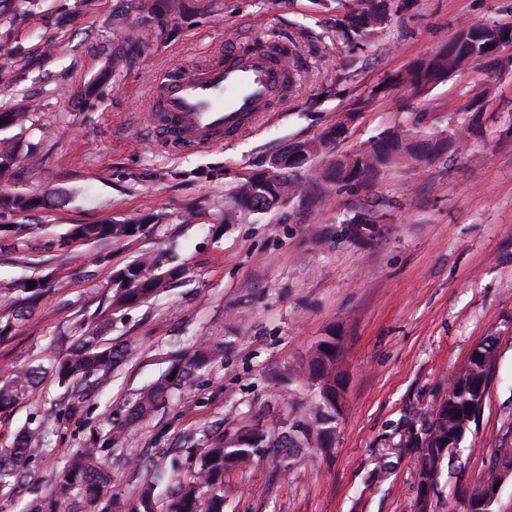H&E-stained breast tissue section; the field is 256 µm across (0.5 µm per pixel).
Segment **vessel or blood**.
Masks as SVG:
<instances>
[{
  "mask_svg": "<svg viewBox=\"0 0 512 512\" xmlns=\"http://www.w3.org/2000/svg\"><path fill=\"white\" fill-rule=\"evenodd\" d=\"M146 122L156 141L177 151H204L247 129L288 98L286 44L255 40L206 61L179 67L152 87Z\"/></svg>",
  "mask_w": 512,
  "mask_h": 512,
  "instance_id": "1",
  "label": "vessel or blood"
}]
</instances>
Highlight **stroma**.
Here are the masks:
<instances>
[{"label":"stroma","mask_w":512,"mask_h":512,"mask_svg":"<svg viewBox=\"0 0 512 512\" xmlns=\"http://www.w3.org/2000/svg\"><path fill=\"white\" fill-rule=\"evenodd\" d=\"M386 3L379 38L324 26L317 0H183L144 14L131 0H0V113L26 112L0 140L34 143L9 191L44 208L0 214V306L18 282L49 281L34 313L0 339V369L49 365L83 330L103 326L121 365L72 414L52 374L0 414V444L21 428L40 452L29 484L0 491V512L48 494L92 436L112 440L100 512H128L148 478L164 504L199 453L257 428L274 439L307 411L314 390L295 367L336 337L344 399L329 452L301 448L290 468L272 448L224 474V512H419L416 452L399 448L414 413L444 395L485 336L498 337L488 398L429 512H460V489L512 453V45L420 91L396 86L414 62L464 25L512 23V0H331L332 14ZM241 38L294 45L303 66L287 105L201 154L154 144L142 121L151 84ZM484 133L424 166L400 164L356 195L317 170L390 128L451 133L472 101ZM347 137L299 171L276 208L225 223L232 192L290 145L347 113ZM375 204L366 241L344 227ZM149 222L150 236L57 241L75 224ZM158 270L186 266L172 287L114 310L107 283L142 254ZM221 358L169 387L152 412L127 414L141 389L202 343Z\"/></svg>","instance_id":"35a3bbf8"}]
</instances>
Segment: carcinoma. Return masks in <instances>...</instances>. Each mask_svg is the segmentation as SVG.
<instances>
[{
	"label": "carcinoma",
	"instance_id": "carcinoma-1",
	"mask_svg": "<svg viewBox=\"0 0 512 512\" xmlns=\"http://www.w3.org/2000/svg\"><path fill=\"white\" fill-rule=\"evenodd\" d=\"M324 23L355 35H375L385 24L384 12L379 8L353 10L344 18L327 16ZM468 42L455 52L443 48L432 56L421 60L418 70L399 77L406 87L424 88L449 74L465 67L472 60L490 55L491 46L500 40L512 43V27L467 25ZM483 126V111L469 105L464 122L454 133L455 145L480 133ZM448 138L442 134L417 135L410 131L389 129L380 133L366 149H358L340 156L333 165L319 170L316 179L336 186L339 192L354 193L368 180L385 169L400 163L424 164L431 157L447 152ZM304 142H297L281 152L275 159L281 161L280 180L271 183L265 171L252 175L251 182L236 187L234 203L247 212L262 213L279 205L299 186L290 155ZM82 238L88 243L112 239L122 240L130 235L128 224H81ZM127 274L135 277L133 288H112L111 306L115 310L140 305L155 297L169 284L183 277L185 268L172 267L159 274L154 271V262L149 257L138 258L124 266ZM44 289L36 286L32 279L18 283L14 302L0 314V338L15 331L18 322L35 310ZM105 324L84 331L76 337L68 352L54 360L52 370L59 385L65 388V398L70 410H75L90 385L107 377L124 356V351L105 343L101 336ZM495 352V337L490 335L477 345L475 359L470 361L462 378L452 379L445 393L446 402L438 408L422 413L429 420V439L445 440L457 447L471 431V416L477 405L485 401L488 386H480L477 380L484 376L483 359ZM218 347L204 346L195 358L175 366L174 379L181 381L191 373L220 357ZM336 361V340L326 339L317 345V352L300 369V374L316 386L314 411L293 418L288 424V433L272 444L274 448L289 451L297 442L317 435L334 426L336 418L335 386L329 368ZM43 366H28L22 369L0 371V411L9 409L24 399L40 383ZM168 383L155 385L140 394L137 403L129 411V420L134 421L152 411L163 396ZM267 441L266 435L254 429H245L233 440L221 442L205 449L188 474L179 481L176 492L157 509L154 501V484L147 481L139 501L130 507V512H224V470L242 467L253 461L255 448ZM41 452L31 434L19 431L9 445L0 448V486L10 488L27 479L26 465ZM111 480L106 464L104 448L92 441L78 451L73 465L63 470L56 478L48 496L33 503L27 512H70L76 496L93 508Z\"/></svg>",
	"mask_w": 512,
	"mask_h": 512
}]
</instances>
